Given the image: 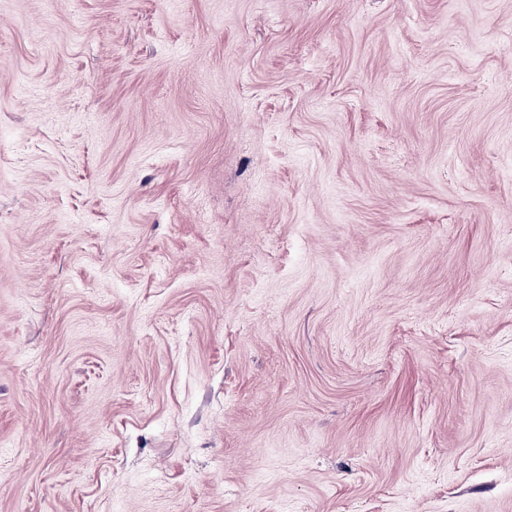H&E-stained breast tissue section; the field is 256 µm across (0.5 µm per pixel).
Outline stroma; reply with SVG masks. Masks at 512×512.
I'll use <instances>...</instances> for the list:
<instances>
[{
	"label": "stroma",
	"mask_w": 512,
	"mask_h": 512,
	"mask_svg": "<svg viewBox=\"0 0 512 512\" xmlns=\"http://www.w3.org/2000/svg\"><path fill=\"white\" fill-rule=\"evenodd\" d=\"M0 512H512V0H0Z\"/></svg>",
	"instance_id": "stroma-1"
}]
</instances>
